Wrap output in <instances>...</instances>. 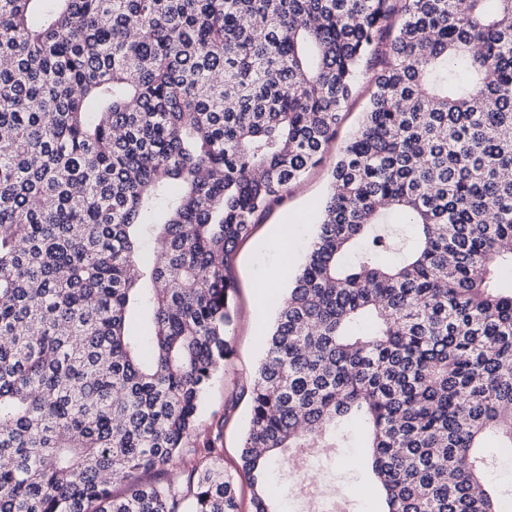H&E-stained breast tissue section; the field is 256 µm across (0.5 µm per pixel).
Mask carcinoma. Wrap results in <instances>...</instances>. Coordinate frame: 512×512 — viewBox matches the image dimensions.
Returning <instances> with one entry per match:
<instances>
[{
  "mask_svg": "<svg viewBox=\"0 0 512 512\" xmlns=\"http://www.w3.org/2000/svg\"><path fill=\"white\" fill-rule=\"evenodd\" d=\"M370 62L236 474L184 473L231 259ZM509 169L512 0H0V512H276V453L352 429L382 512H504Z\"/></svg>",
  "mask_w": 512,
  "mask_h": 512,
  "instance_id": "1",
  "label": "carcinoma"
}]
</instances>
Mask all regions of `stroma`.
<instances>
[{"instance_id": "35a3bbf8", "label": "stroma", "mask_w": 512, "mask_h": 512, "mask_svg": "<svg viewBox=\"0 0 512 512\" xmlns=\"http://www.w3.org/2000/svg\"><path fill=\"white\" fill-rule=\"evenodd\" d=\"M371 76L368 70L361 75L358 92L328 147L329 157H336L359 127L369 104ZM327 194L326 167L313 168L291 187L282 202L260 217L253 235L238 247L231 261L237 285L236 314L228 332L232 353L206 391L189 441L193 448L215 444L227 472H235L239 465L240 446L250 417L249 404L239 393L249 385L265 354L264 336L276 307L275 300L257 302L255 290L262 281L270 280L278 297H282L291 284L290 277L281 273L280 250L271 239L276 235L286 239L291 265L299 267ZM315 480L325 501L343 507L344 512H379L378 492L359 449H321Z\"/></svg>"}]
</instances>
